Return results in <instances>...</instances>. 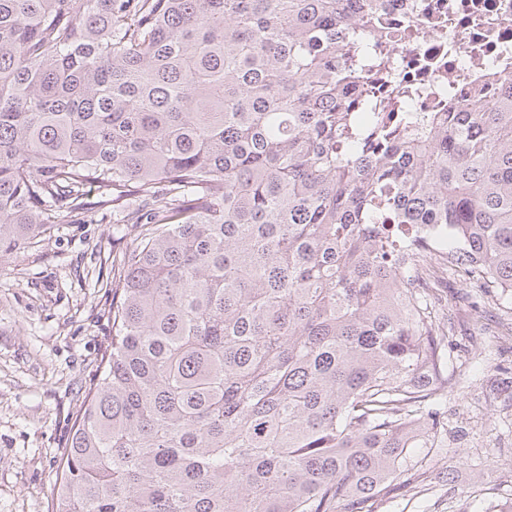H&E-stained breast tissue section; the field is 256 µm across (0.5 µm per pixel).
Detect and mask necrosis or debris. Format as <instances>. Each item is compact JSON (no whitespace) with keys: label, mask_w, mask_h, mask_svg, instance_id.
Masks as SVG:
<instances>
[{"label":"necrosis or debris","mask_w":512,"mask_h":512,"mask_svg":"<svg viewBox=\"0 0 512 512\" xmlns=\"http://www.w3.org/2000/svg\"><path fill=\"white\" fill-rule=\"evenodd\" d=\"M381 20L416 111L465 104L487 71L512 75V0H384Z\"/></svg>","instance_id":"necrosis-or-debris-1"}]
</instances>
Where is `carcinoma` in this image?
<instances>
[{
    "label": "carcinoma",
    "instance_id": "1",
    "mask_svg": "<svg viewBox=\"0 0 512 512\" xmlns=\"http://www.w3.org/2000/svg\"><path fill=\"white\" fill-rule=\"evenodd\" d=\"M382 0H0V253L140 225L55 512H377L448 442L416 284L512 291V77L376 111Z\"/></svg>",
    "mask_w": 512,
    "mask_h": 512
}]
</instances>
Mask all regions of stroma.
<instances>
[{"instance_id": "stroma-1", "label": "stroma", "mask_w": 512, "mask_h": 512, "mask_svg": "<svg viewBox=\"0 0 512 512\" xmlns=\"http://www.w3.org/2000/svg\"><path fill=\"white\" fill-rule=\"evenodd\" d=\"M138 233L100 208L0 257V512H51L75 415L112 342V256ZM434 294L452 325L448 446L425 491L378 512H512V292L454 273Z\"/></svg>"}]
</instances>
